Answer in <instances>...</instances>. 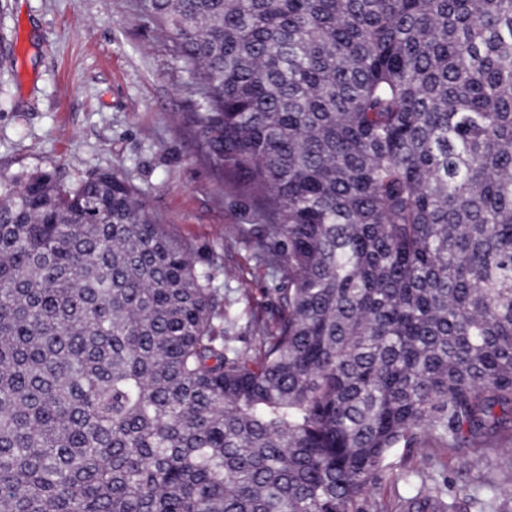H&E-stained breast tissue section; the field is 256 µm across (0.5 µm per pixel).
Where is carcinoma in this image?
Here are the masks:
<instances>
[{
	"label": "carcinoma",
	"mask_w": 512,
	"mask_h": 512,
	"mask_svg": "<svg viewBox=\"0 0 512 512\" xmlns=\"http://www.w3.org/2000/svg\"><path fill=\"white\" fill-rule=\"evenodd\" d=\"M262 220L233 320L117 170L0 177V512H380L512 432V0H139Z\"/></svg>",
	"instance_id": "obj_1"
}]
</instances>
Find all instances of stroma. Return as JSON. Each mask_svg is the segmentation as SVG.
I'll return each mask as SVG.
<instances>
[{"label": "stroma", "instance_id": "stroma-1", "mask_svg": "<svg viewBox=\"0 0 512 512\" xmlns=\"http://www.w3.org/2000/svg\"><path fill=\"white\" fill-rule=\"evenodd\" d=\"M194 110L168 38L136 0H0V175L53 170L73 184L119 169L214 274L248 351L252 314L277 303L242 231L260 218L201 154ZM494 488L500 512H512V458L433 443L393 449L374 495L386 512H480Z\"/></svg>", "mask_w": 512, "mask_h": 512}]
</instances>
